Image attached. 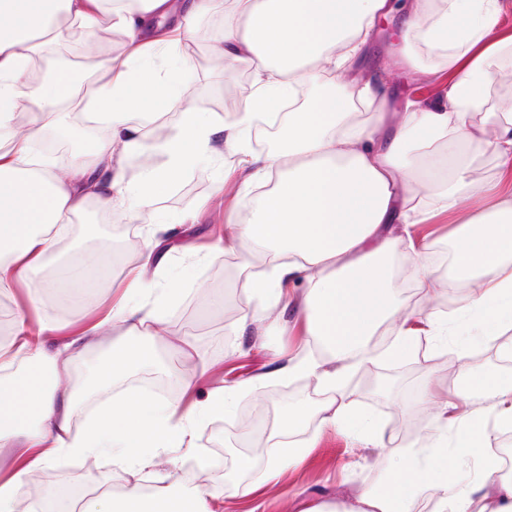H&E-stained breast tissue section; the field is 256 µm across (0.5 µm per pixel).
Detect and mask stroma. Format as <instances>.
<instances>
[{"label": "stroma", "instance_id": "1", "mask_svg": "<svg viewBox=\"0 0 512 512\" xmlns=\"http://www.w3.org/2000/svg\"><path fill=\"white\" fill-rule=\"evenodd\" d=\"M406 3L391 0L392 13L377 19L363 52L366 62L382 78L393 112L405 102L433 99L442 92L436 54L418 40L401 39ZM223 28L221 16L199 18L193 40L183 46L184 53L193 60L191 68H180L172 59L163 62L177 74L179 90H192V111L217 122L232 121L236 115L235 109L224 105L225 88L243 80L249 90L257 88L247 64L213 66ZM76 33L87 41L97 38L94 31L65 25L57 39L41 47L38 60L81 66L82 55L72 39ZM406 52L414 58L413 67H405L402 62ZM90 107L87 100L63 101L56 110L54 129L42 134V141L48 144L43 155L54 173L70 174L78 152L90 150L101 135V127L90 117ZM249 175V170L237 167L232 149H225L220 156H200L193 169L176 177L171 190L144 212H101L94 217L84 213L73 218L67 242L34 274L38 281L51 278L65 260L108 245L112 254L108 281L98 282L95 290L87 293L81 280L71 278L63 282L60 294L48 301L46 318L60 332L70 331L83 323L82 297H90L105 311L127 300L128 273L141 264L150 229L169 228L175 248L156 285L176 287L177 295L159 314L157 339L182 376L175 384L180 409L202 406L211 389L227 385L229 374L247 381L244 392L230 396L229 412L195 428L197 450L210 462L206 473H196L192 456L165 448L159 452L157 467L140 473V483L155 487L159 473L167 471L169 459L176 456L180 459L183 493L197 487L215 492L231 482L258 484L252 496L227 503L210 500L212 512H299L305 501L346 499L382 483L386 462L403 443L433 440L450 452L477 431H493L498 402L495 386L505 374L500 345L487 341L479 321L467 313L474 297L470 283L445 273L434 282L433 296L437 314L456 322L453 338L446 342L433 340L430 326L422 323L426 298L416 285L407 286L397 277H390L389 286L400 302V313L415 322V334L410 352L390 355L386 349L392 335L389 328H382L374 343V356L348 358L342 387L363 419V426L323 425L311 418L302 426L282 430V421L301 410L302 399L311 400L313 408L318 409L334 393L303 372L278 375L280 363L275 351H283L288 357L311 356L322 363L328 362L331 354L314 351L312 337L306 335L294 313L264 310L258 302L247 303L242 298L249 286L244 259L237 253H222L221 248L225 225L247 223L250 206L259 205L270 188L269 183L252 181ZM436 207L434 195L424 192L420 211L412 216L410 239L395 254L407 274L415 272L414 247L425 246L432 258L439 247L451 243L449 232L455 219L437 212ZM213 248L220 249L219 257L210 256ZM278 318L288 325L290 335L268 330V323ZM463 352L469 361L483 366L485 375L481 381L470 383L466 398L459 399L455 391L460 380L459 355ZM427 383L433 387V397L424 400L420 391ZM442 406L447 407L450 416L468 417V424L437 434L435 411ZM370 425L385 426L384 447L376 448L368 442L366 428ZM288 445L307 446L308 452L277 479L266 481L268 461ZM245 455L254 464L248 471L238 465ZM41 474L35 487L40 499L58 498L76 489L89 494L106 485L115 489L122 485L117 465L107 457H61Z\"/></svg>", "mask_w": 512, "mask_h": 512}]
</instances>
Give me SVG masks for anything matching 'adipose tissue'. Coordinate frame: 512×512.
I'll list each match as a JSON object with an SVG mask.
<instances>
[{
	"mask_svg": "<svg viewBox=\"0 0 512 512\" xmlns=\"http://www.w3.org/2000/svg\"><path fill=\"white\" fill-rule=\"evenodd\" d=\"M223 9L224 0H184V17L169 32L161 24L171 10L168 0H0V17L11 21L0 28V300L30 281L58 247L68 231L62 217L81 215L91 201L113 211L133 197L138 209L150 208L197 153H219L221 128L199 113H179L160 141L147 138L140 116L162 83L152 55L180 51L197 17ZM389 9L388 0H234L233 19L216 49L226 61L254 67L258 84L228 127L235 146L242 148L257 113L289 104L281 149L265 155L244 151L241 157L252 178L271 179L272 187L254 220L227 225L224 249L245 257L260 249L270 255L255 290L273 304L295 306L307 335L319 337L337 358L330 369L295 358L281 368L285 374H313L336 391L316 413L325 425L350 416L351 401L339 391L344 358L355 351L372 356V336L396 320L398 301L388 291L381 260L397 248L398 230L408 224L409 203L420 191L434 190L439 211L458 217L451 236L459 273L478 283L470 309L488 340L512 323V199L488 200L487 188L467 179L469 157L486 149H493L500 165L512 164V97L489 98L498 81L493 61L512 46V34L498 29L502 0H438L432 8L427 0H412L405 34L438 53L448 89L443 98L406 103L391 126L377 77L351 74L376 17ZM77 19L124 32V60L101 74L50 66L31 81L37 47ZM344 75L349 91L333 93ZM87 81L104 133L72 174L60 177L45 169L31 144L54 123L64 91ZM319 82L325 92L295 106L301 86ZM356 98L371 110L367 122L353 119ZM21 112L30 128L19 138L12 124ZM449 134L467 148V159L428 153V146ZM146 152L159 164L130 187L117 171L127 158ZM464 192L484 199V206L461 211ZM301 279L307 286L294 293ZM51 288L48 281L32 288L28 304L12 312L10 340L0 343V449H22L25 462L24 469L0 477V512H18L25 469L50 466L62 456L98 455L109 436L122 443L123 471L149 468L157 449L193 447L194 426L228 407L223 387L210 392L204 407L184 413L173 405L147 413L140 397L127 392L108 399L87 417L83 431H74L77 403L108 390L115 373L133 365L164 366L153 325L170 299L114 309L111 319L123 332L112 342V362L91 369L79 390L63 379L86 353L100 351L102 325L76 330L50 349L48 337L56 328L43 314ZM22 360L30 369L20 378L16 366ZM441 464L439 449L406 446L385 491H364L341 503L319 501L302 512H421L426 499L432 512H512V481L496 480L487 469L464 482L423 480V473ZM167 478L155 494L128 483L118 494L104 489L85 495L68 512H209L202 493L172 492L177 472Z\"/></svg>",
	"mask_w": 512,
	"mask_h": 512,
	"instance_id": "adipose-tissue-1",
	"label": "adipose tissue"
}]
</instances>
